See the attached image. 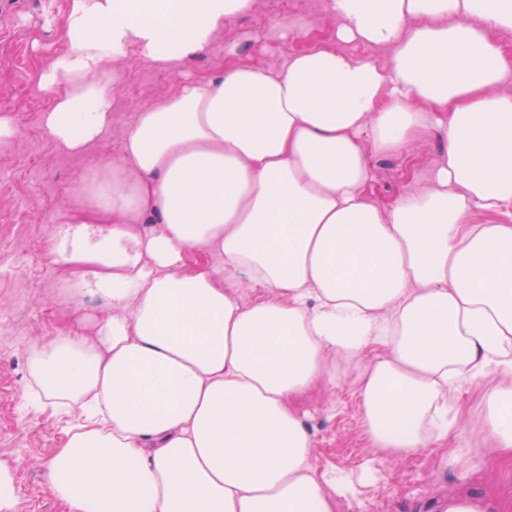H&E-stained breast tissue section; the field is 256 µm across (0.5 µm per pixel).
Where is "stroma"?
<instances>
[{"instance_id": "obj_1", "label": "stroma", "mask_w": 512, "mask_h": 512, "mask_svg": "<svg viewBox=\"0 0 512 512\" xmlns=\"http://www.w3.org/2000/svg\"><path fill=\"white\" fill-rule=\"evenodd\" d=\"M327 3L294 0L285 8L277 0H257L253 12L227 21L178 73L134 55L108 63L100 78L112 89V125L98 143L73 156L57 150L41 123L52 98L38 85L49 60L68 45L70 0H0V115L15 127L0 141V465L13 477L8 512H65L48 489L45 463L65 441L67 420L24 408L31 347L72 328L74 306L92 316L112 308L111 299L93 289L75 293L56 257L68 195L87 170L119 156L136 112L170 92L181 73L207 77L233 60L276 68L308 43L334 42ZM442 150L433 131L405 155L372 157L373 197L388 204L402 191L430 188ZM452 402L461 418L457 436L399 459L369 448L363 409L348 383L308 396L302 412L317 464L348 478L337 512H437L442 500L461 490L512 512V462L491 459L485 448L456 456L483 418L480 385L463 384Z\"/></svg>"}]
</instances>
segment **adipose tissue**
I'll use <instances>...</instances> for the list:
<instances>
[{
	"label": "adipose tissue",
	"instance_id": "obj_1",
	"mask_svg": "<svg viewBox=\"0 0 512 512\" xmlns=\"http://www.w3.org/2000/svg\"><path fill=\"white\" fill-rule=\"evenodd\" d=\"M254 8L71 0L40 83L57 149L110 128L106 62L176 68ZM328 12L335 44L182 77L69 198L66 222L100 233L61 260L112 311L28 357L30 405L81 418L46 463L67 512H335L346 478L319 471L298 403L344 381L370 447L401 458L454 435L449 394L485 381L478 434L512 459V58L489 35L512 31V0ZM432 130L434 187L378 203L371 156ZM340 49L348 51L354 55L364 57L386 66L390 63L393 51L390 48H380L360 44H341Z\"/></svg>",
	"mask_w": 512,
	"mask_h": 512
}]
</instances>
